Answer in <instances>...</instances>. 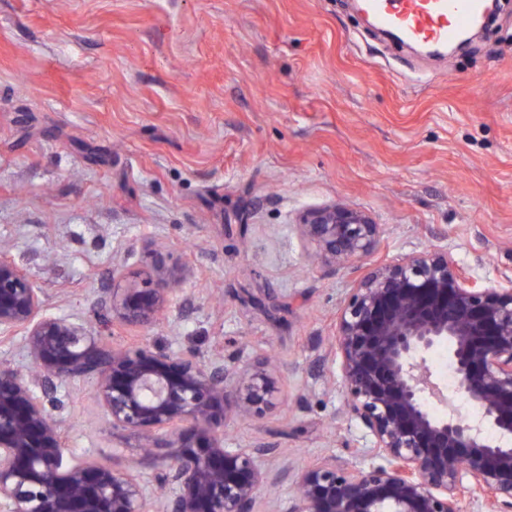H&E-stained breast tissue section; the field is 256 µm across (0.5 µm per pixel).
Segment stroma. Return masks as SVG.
<instances>
[{
	"instance_id": "35a3bbf8",
	"label": "stroma",
	"mask_w": 512,
	"mask_h": 512,
	"mask_svg": "<svg viewBox=\"0 0 512 512\" xmlns=\"http://www.w3.org/2000/svg\"><path fill=\"white\" fill-rule=\"evenodd\" d=\"M330 203L379 224L374 263L442 248L512 288V0L443 57L351 0H0V251L46 314L118 343L139 331L99 290L165 247L190 271L155 344L274 354V407L229 418L224 445L273 443L297 474L362 436L325 359L362 264L316 259L296 230ZM52 413L75 457L139 460L91 383H61Z\"/></svg>"
}]
</instances>
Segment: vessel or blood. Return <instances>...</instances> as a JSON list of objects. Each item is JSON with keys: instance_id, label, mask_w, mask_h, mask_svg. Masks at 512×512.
Masks as SVG:
<instances>
[{"instance_id": "vessel-or-blood-1", "label": "vessel or blood", "mask_w": 512, "mask_h": 512, "mask_svg": "<svg viewBox=\"0 0 512 512\" xmlns=\"http://www.w3.org/2000/svg\"><path fill=\"white\" fill-rule=\"evenodd\" d=\"M363 7L404 41L443 45L480 21L485 0H363Z\"/></svg>"}]
</instances>
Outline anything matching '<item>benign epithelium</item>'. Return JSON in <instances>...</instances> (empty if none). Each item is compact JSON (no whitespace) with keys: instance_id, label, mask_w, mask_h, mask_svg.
<instances>
[{"instance_id":"1","label":"benign epithelium","mask_w":512,"mask_h":512,"mask_svg":"<svg viewBox=\"0 0 512 512\" xmlns=\"http://www.w3.org/2000/svg\"><path fill=\"white\" fill-rule=\"evenodd\" d=\"M297 229L330 263L362 260L380 241L367 213L336 203L304 212ZM173 285L159 248L136 270L112 269L100 303L143 336L111 347L84 322L42 313L30 273L0 255V331H22L29 361L0 369V512H256L259 488L288 478L269 444L224 447L227 411L259 418L275 405L267 354L150 343ZM332 339L344 413L371 462L322 460L279 512H462L465 496L512 512V288L477 284L446 250L414 252L365 269ZM444 344L451 389L431 361ZM61 381L91 383L112 430L148 442L151 480L68 454L50 411Z\"/></svg>"}]
</instances>
